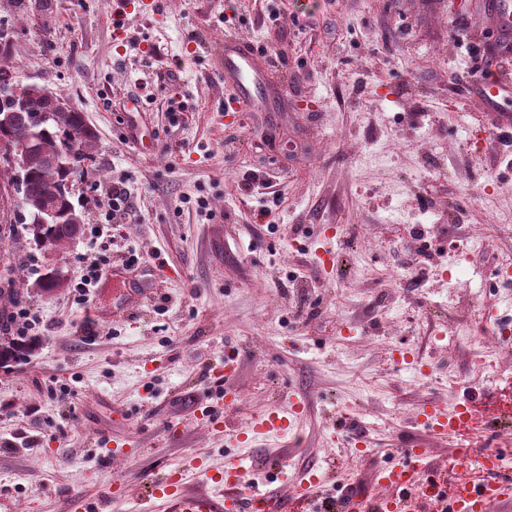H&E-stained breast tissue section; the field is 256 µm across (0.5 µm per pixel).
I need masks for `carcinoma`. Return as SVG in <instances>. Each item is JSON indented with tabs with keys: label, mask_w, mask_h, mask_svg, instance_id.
Listing matches in <instances>:
<instances>
[{
	"label": "carcinoma",
	"mask_w": 512,
	"mask_h": 512,
	"mask_svg": "<svg viewBox=\"0 0 512 512\" xmlns=\"http://www.w3.org/2000/svg\"><path fill=\"white\" fill-rule=\"evenodd\" d=\"M95 142V133L87 126L82 112L72 109L41 127L33 139V161L26 171L21 199L22 212L17 223L34 244L46 250L62 251L74 239L72 224L66 214L75 209L71 198L64 196L59 186L69 173L57 163L59 151L66 146L75 147L80 158L89 156ZM50 205L58 218L55 223L34 227L33 216L43 205ZM33 349L30 343L11 342L4 346L5 358L16 362Z\"/></svg>",
	"instance_id": "carcinoma-1"
}]
</instances>
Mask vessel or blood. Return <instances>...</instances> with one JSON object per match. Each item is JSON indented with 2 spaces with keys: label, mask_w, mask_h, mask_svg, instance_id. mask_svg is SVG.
<instances>
[{
  "label": "vessel or blood",
  "mask_w": 512,
  "mask_h": 512,
  "mask_svg": "<svg viewBox=\"0 0 512 512\" xmlns=\"http://www.w3.org/2000/svg\"><path fill=\"white\" fill-rule=\"evenodd\" d=\"M482 8L492 19L496 35L512 39V0H484ZM220 56L224 63V81L237 91L236 111H259L272 97L266 81L264 56L252 43L233 37L225 38ZM464 91L476 98L485 111L497 116L504 112L506 103L512 101V75L502 74L491 83L473 79L465 83ZM111 278L114 304L141 299V292L124 288L122 267H113ZM479 403L477 394L468 393L451 406L436 403L425 407L417 418L442 432L468 430L481 419ZM289 425L285 412L272 409L256 419L251 432L261 436L287 430ZM457 454L476 458L482 478L475 481L464 475L445 490L442 501L449 505L451 512H497L498 507L512 505V473L504 470L499 457H479L470 448L458 449ZM433 468L426 449L406 448L398 461L377 467V484L389 489L385 497H371L341 485L337 486L335 495L324 496L327 479L325 475L314 473L300 485L295 497L304 504V512H415L416 489L428 479ZM150 488L152 495L165 498L168 512H258L261 505L271 500L270 493H251L241 486L239 466L234 462L224 468V491L218 495L186 491L180 479L173 475L154 479Z\"/></svg>",
  "instance_id": "obj_1"
}]
</instances>
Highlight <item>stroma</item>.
<instances>
[{
    "instance_id": "1",
    "label": "stroma",
    "mask_w": 512,
    "mask_h": 512,
    "mask_svg": "<svg viewBox=\"0 0 512 512\" xmlns=\"http://www.w3.org/2000/svg\"><path fill=\"white\" fill-rule=\"evenodd\" d=\"M165 2L120 40L121 0H51L46 18L0 0L11 37L0 52L17 79L61 92L96 134L73 180L86 220L57 256L63 288H38L48 254L15 227L18 197L0 200V322L26 309L34 344L0 369V492L23 512H74L76 498L99 512H165L153 478L175 472L212 491L235 460L245 487L284 470L283 497L310 470L369 493L370 464L342 467L345 412L375 461L418 439L438 477L471 473L454 436L415 415L462 398L486 338L426 351L425 376L389 353L416 347L415 328L394 318L402 303L458 302L449 321L460 327L477 303L512 323V280L497 267L512 230L448 261L465 236L512 219V141H497L459 91L492 71L489 22L451 0H288L307 27L282 29L268 0ZM228 35L268 58L277 111H225L236 90L213 48ZM246 175L272 181L274 195H243ZM116 186L127 200L110 247ZM92 263L104 276L123 266L150 296L116 311L111 293L81 294ZM235 341L246 351L233 376L213 382ZM298 401L292 431L247 446L233 437L268 406ZM113 485L123 499L104 502Z\"/></svg>"
}]
</instances>
